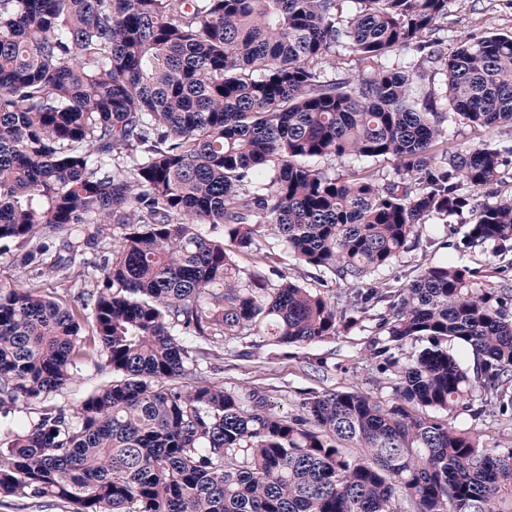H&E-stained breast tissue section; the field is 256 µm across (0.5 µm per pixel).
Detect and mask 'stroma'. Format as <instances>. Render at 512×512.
Here are the masks:
<instances>
[{"label":"stroma","mask_w":512,"mask_h":512,"mask_svg":"<svg viewBox=\"0 0 512 512\" xmlns=\"http://www.w3.org/2000/svg\"><path fill=\"white\" fill-rule=\"evenodd\" d=\"M511 33L512 0H448V23L440 33L444 52L454 51L461 40L473 35ZM443 230L453 241L459 242V249L442 251L430 246L429 236ZM465 232L459 218L430 217L422 226V240L402 256L393 270L384 272V279L400 288L415 279L425 266L447 259L459 266L480 269L489 281H497L496 267L511 263L512 252L496 257L480 248L464 247ZM119 237V231L110 230L98 237L94 245L80 247L70 278L45 279V293L65 303L80 300L83 293L94 286L95 263L101 255L111 254ZM372 328V322L368 321L363 327L343 331L336 339L293 349L284 356H271L266 346L254 349L251 356L243 358L228 352L222 359L204 361L201 377L232 390L260 388L266 391L271 404L282 415L295 410L298 393L305 389L358 390L388 403L394 399L390 385L361 354ZM319 361L325 364L320 371L315 368ZM110 378L109 371L99 370L94 363L80 365L73 379L53 394L52 402L67 411H75L88 394ZM436 418L461 429L476 428L488 447H512V416L500 414L496 399H488L487 413L479 422L473 421L462 407L450 413H437Z\"/></svg>","instance_id":"obj_1"}]
</instances>
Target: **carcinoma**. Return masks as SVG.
<instances>
[{
	"instance_id": "carcinoma-1",
	"label": "carcinoma",
	"mask_w": 512,
	"mask_h": 512,
	"mask_svg": "<svg viewBox=\"0 0 512 512\" xmlns=\"http://www.w3.org/2000/svg\"><path fill=\"white\" fill-rule=\"evenodd\" d=\"M447 21L448 0H0V242L35 271L0 288V413L45 402L93 357L113 375L76 412L45 406L0 437L1 499L62 512H512V448L408 410L490 395L512 415V289L446 260L403 288L379 281L420 224L464 217L475 191L487 201L464 244L512 243V197L493 189L507 151L456 144L444 126L451 110L512 129V35L446 54ZM342 51L363 73L327 75ZM386 158L394 174L371 171ZM103 224L121 241L81 307L44 295L36 279L67 275L73 232ZM272 239L352 286L345 304L237 265ZM365 320L388 405L308 391L281 416L263 390L197 380L206 353L188 344L248 356L253 336L286 350ZM408 342L422 347L397 356Z\"/></svg>"
}]
</instances>
